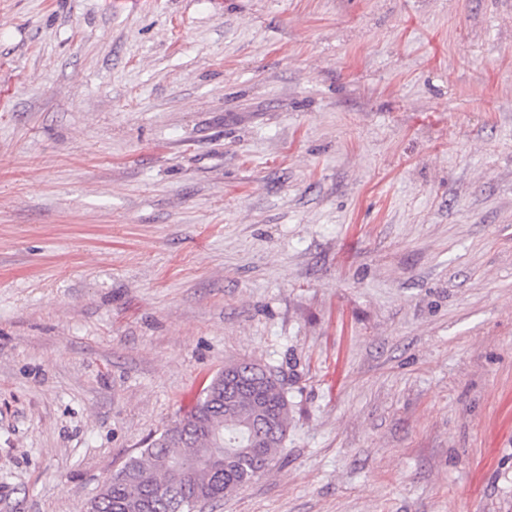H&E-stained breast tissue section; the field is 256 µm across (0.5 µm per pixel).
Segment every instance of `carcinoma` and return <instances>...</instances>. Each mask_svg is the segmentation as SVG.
<instances>
[{
  "mask_svg": "<svg viewBox=\"0 0 512 512\" xmlns=\"http://www.w3.org/2000/svg\"><path fill=\"white\" fill-rule=\"evenodd\" d=\"M244 372L253 384L224 398ZM289 412L283 380L269 366L227 364L194 406L112 473L87 512H200L263 476L284 447Z\"/></svg>",
  "mask_w": 512,
  "mask_h": 512,
  "instance_id": "1",
  "label": "carcinoma"
}]
</instances>
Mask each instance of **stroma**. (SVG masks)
<instances>
[{
    "mask_svg": "<svg viewBox=\"0 0 512 512\" xmlns=\"http://www.w3.org/2000/svg\"><path fill=\"white\" fill-rule=\"evenodd\" d=\"M237 360L288 438L206 512H512V0H0V512Z\"/></svg>",
    "mask_w": 512,
    "mask_h": 512,
    "instance_id": "obj_1",
    "label": "stroma"
}]
</instances>
